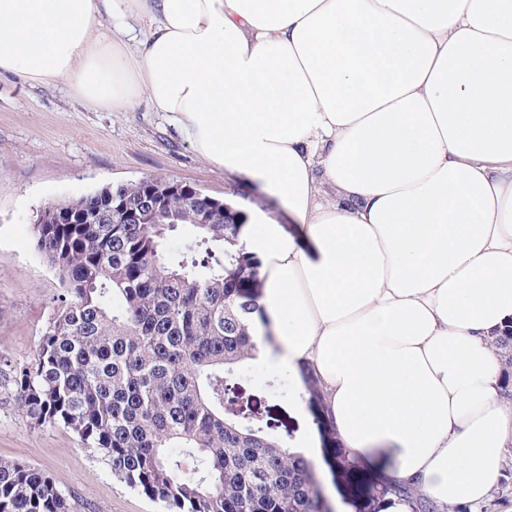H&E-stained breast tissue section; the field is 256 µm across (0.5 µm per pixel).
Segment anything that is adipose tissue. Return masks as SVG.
I'll use <instances>...</instances> for the list:
<instances>
[{"mask_svg":"<svg viewBox=\"0 0 512 512\" xmlns=\"http://www.w3.org/2000/svg\"><path fill=\"white\" fill-rule=\"evenodd\" d=\"M93 107L148 95L264 183L256 362L305 369L349 459L438 512L512 443V0H0V76Z\"/></svg>","mask_w":512,"mask_h":512,"instance_id":"1","label":"adipose tissue"}]
</instances>
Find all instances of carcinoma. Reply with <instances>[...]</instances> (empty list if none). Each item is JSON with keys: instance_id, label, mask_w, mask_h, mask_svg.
I'll return each mask as SVG.
<instances>
[{"instance_id": "obj_1", "label": "carcinoma", "mask_w": 512, "mask_h": 512, "mask_svg": "<svg viewBox=\"0 0 512 512\" xmlns=\"http://www.w3.org/2000/svg\"><path fill=\"white\" fill-rule=\"evenodd\" d=\"M167 190L169 224H124L122 201L147 182L102 188L45 208L35 245L63 291L34 358L0 375L31 424L63 427L99 451L112 475L167 512H318L314 466L268 433L237 368L255 357V257L241 253L244 221L224 202ZM210 223H196L199 210ZM64 212L79 224H57ZM188 224L196 240L164 245ZM380 492L411 512H437L397 482ZM49 475L0 459V512H76Z\"/></svg>"}]
</instances>
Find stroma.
Instances as JSON below:
<instances>
[{"mask_svg":"<svg viewBox=\"0 0 512 512\" xmlns=\"http://www.w3.org/2000/svg\"><path fill=\"white\" fill-rule=\"evenodd\" d=\"M194 185L231 203L247 216L261 215L294 232L287 209L263 184L224 172L203 157L148 103L131 112L90 108L65 84L30 85L0 80V364L29 361L52 307L62 292L57 272L34 247L32 222L51 203L64 202L148 176ZM240 376L265 398L278 436L299 446L318 421L311 401H299L295 371L242 364ZM330 432H320L312 461L338 512H359L355 486L389 482L392 467L381 462L356 473L331 471L326 455ZM41 470L82 502L81 512H164L153 501L113 477L104 458L62 427H33L10 391L0 388V458ZM446 512H512V445L501 471L478 509L448 506Z\"/></svg>","mask_w":512,"mask_h":512,"instance_id":"stroma-1","label":"stroma"}]
</instances>
